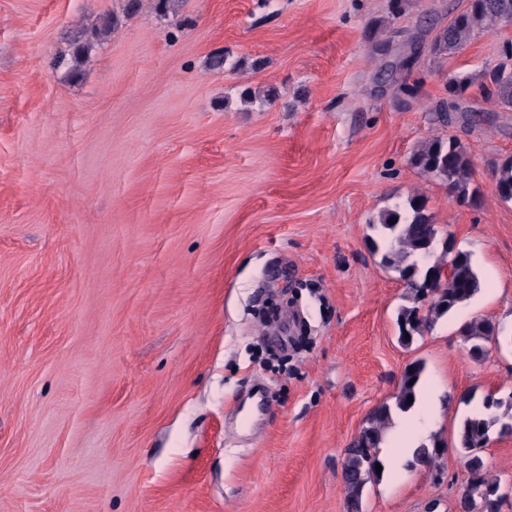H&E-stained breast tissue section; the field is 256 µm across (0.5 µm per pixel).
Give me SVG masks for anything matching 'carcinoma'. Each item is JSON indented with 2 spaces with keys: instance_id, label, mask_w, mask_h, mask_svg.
Returning a JSON list of instances; mask_svg holds the SVG:
<instances>
[{
  "instance_id": "1",
  "label": "carcinoma",
  "mask_w": 512,
  "mask_h": 512,
  "mask_svg": "<svg viewBox=\"0 0 512 512\" xmlns=\"http://www.w3.org/2000/svg\"><path fill=\"white\" fill-rule=\"evenodd\" d=\"M510 19L512 0H469L468 8L435 36L430 52L441 56L461 49L475 34L492 32ZM416 60V49L412 46L389 65V75L395 76L397 94H414L415 85L409 79ZM483 78L482 87L487 98L505 110H512V48L506 50L503 60L486 71ZM469 86L470 82L464 78L450 81L453 96L437 103L434 109L439 122L448 123L450 112H461L463 117H468L460 100ZM411 163L423 175L442 180L457 196L468 200L478 197L479 188L471 186L473 155L458 139L436 137L421 142L412 154ZM495 187L503 201H512V157L497 165ZM372 229L378 237L373 245L381 243L386 247L383 262L398 271L412 295L413 306L403 308L398 315L399 340L403 344H410L415 336L430 330L440 318L477 293L479 278L468 253L455 251L445 242L443 258L431 260L438 247V230L426 214L423 197L415 194L407 200L406 206L382 212ZM447 266L451 267L448 284L440 288L435 299H426L424 285L429 280L440 278ZM499 332V324L489 318L465 321L457 330L474 359L483 357L484 343L498 338ZM423 370L421 363L406 367L394 404H384L376 409L368 419V425L347 449L342 478L348 512H361L364 489L378 476L376 464L380 463L381 431L391 424L393 415L407 413L414 408L418 380ZM506 406L511 408L512 401L495 394L485 395L483 411L466 416L455 433V449L460 460L477 477L485 492L486 512H498L501 481L487 471L481 452L491 440L493 428L499 424L500 416L496 411Z\"/></svg>"
}]
</instances>
